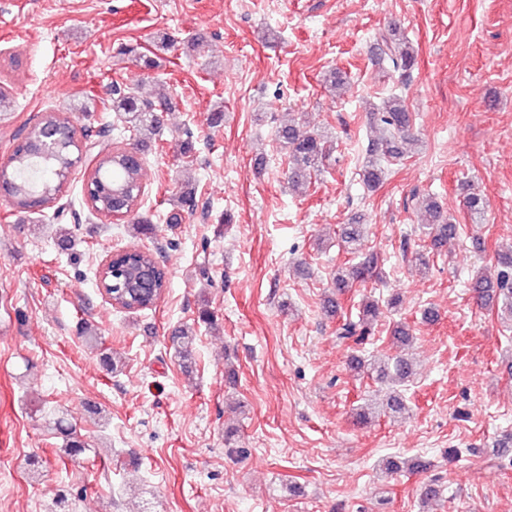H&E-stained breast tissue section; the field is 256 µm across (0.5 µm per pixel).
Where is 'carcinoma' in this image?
<instances>
[{
  "instance_id": "1",
  "label": "carcinoma",
  "mask_w": 512,
  "mask_h": 512,
  "mask_svg": "<svg viewBox=\"0 0 512 512\" xmlns=\"http://www.w3.org/2000/svg\"><path fill=\"white\" fill-rule=\"evenodd\" d=\"M376 51L374 58L390 68L401 71L410 70L415 64L414 49L400 34V27L392 23L384 31L375 36ZM169 105L168 99L160 98L156 103L141 100L129 91L119 88L112 89V111L120 114L123 137L135 138L155 132L161 126V112ZM70 123V120L59 112H51L29 124L23 132L34 137L38 136L43 121ZM370 120L382 126L388 137L372 142L368 149V157L362 167L363 184L372 189L382 183L385 168L381 161L403 155V146L415 141L410 133V114L404 101L398 96L384 99L379 106L372 108ZM73 135L59 141L51 164L42 165L31 152L30 145L22 142L16 145L9 162L0 166V186L11 190L14 185L26 183L29 193L12 202L18 212L23 213L31 208L34 199L40 202H52L57 199L63 186L62 180L70 174L83 155V144L94 140L93 129L84 126L81 129L70 127ZM278 139L291 159L292 167L289 180L298 185L308 181L311 175L320 171L323 159L328 154L325 141L318 134L300 130L293 124H285L278 130ZM122 148L119 146L100 147L93 156V174L89 180L93 191L85 194V201L92 211L104 213L108 208V200L112 196L113 185L125 183L131 186L129 213L140 209L142 202V171L143 168L126 169L119 164ZM421 205L429 215V232L431 246L442 249L456 240L459 225L448 222L443 217L440 207L433 197L421 200ZM347 253L353 255L350 266L336 272L334 288L336 295H343L357 283L368 278H380L382 275L381 258L378 253L365 247L364 227L361 224H347L341 236ZM498 271L496 278L482 275L472 278L471 288L475 302L480 306L502 304L503 310L512 315V249L496 253ZM150 263L148 255L132 251L118 256L112 265L126 267L129 265H145ZM168 272H159L155 276V288L148 296L133 294L122 280L107 277L110 288L108 296L114 300L112 307L128 313L150 310L162 299L168 288ZM380 314L379 303L373 299L361 300L356 317L344 319L339 327V337L361 344L369 334L370 325ZM196 342L195 330L184 326L175 331L173 343L176 351L185 360L191 358ZM351 366L355 370L366 369L369 375H376L380 380L393 384H404L414 376L412 362L402 356L375 358L369 363L354 357ZM48 426L62 437L64 453L75 457L84 453L89 444L77 431L66 425L65 417L52 412L46 420Z\"/></svg>"
}]
</instances>
